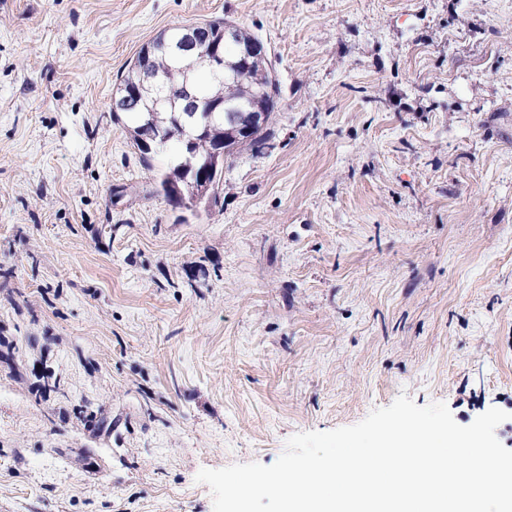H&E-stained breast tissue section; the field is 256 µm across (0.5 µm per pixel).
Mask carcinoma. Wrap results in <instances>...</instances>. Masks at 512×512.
I'll use <instances>...</instances> for the list:
<instances>
[{"label":"carcinoma","mask_w":512,"mask_h":512,"mask_svg":"<svg viewBox=\"0 0 512 512\" xmlns=\"http://www.w3.org/2000/svg\"><path fill=\"white\" fill-rule=\"evenodd\" d=\"M178 68L179 64L159 47L153 55L133 63L121 80V84L128 85L145 77L165 79L155 112H142L137 105L127 116L132 140H138L140 129L148 121L162 136L169 138L167 144L141 151L147 165L156 154L168 156V165L159 174L156 188V193L167 201L175 187L188 185L198 171L208 165L212 166L213 185L219 186L224 165L212 163L214 151L224 149L226 156L231 157L244 149H256L268 139L265 128L245 139L233 132L232 126L224 120L226 103H246L269 109V99L260 96L262 86L268 84L271 76L266 59H261L246 73L234 72L217 78L200 58L186 84L177 73Z\"/></svg>","instance_id":"1"}]
</instances>
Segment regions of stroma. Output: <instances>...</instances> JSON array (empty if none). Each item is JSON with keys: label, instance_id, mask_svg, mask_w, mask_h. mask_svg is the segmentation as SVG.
<instances>
[{"label": "stroma", "instance_id": "1", "mask_svg": "<svg viewBox=\"0 0 512 512\" xmlns=\"http://www.w3.org/2000/svg\"><path fill=\"white\" fill-rule=\"evenodd\" d=\"M218 20L279 102L194 212L112 97ZM402 394L512 449V0H0V512H213Z\"/></svg>", "mask_w": 512, "mask_h": 512}]
</instances>
